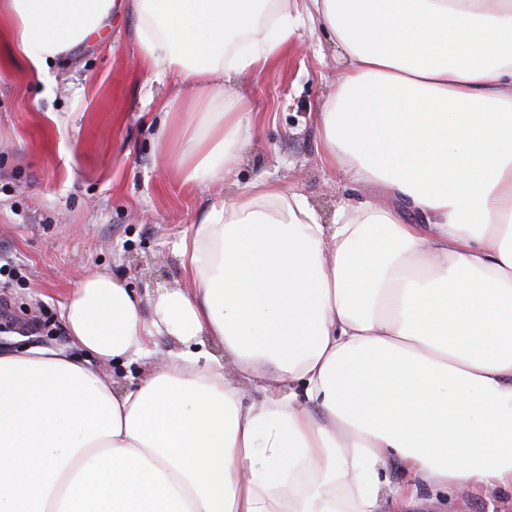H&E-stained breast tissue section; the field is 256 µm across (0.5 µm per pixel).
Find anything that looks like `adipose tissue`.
I'll return each instance as SVG.
<instances>
[{"label":"adipose tissue","instance_id":"1","mask_svg":"<svg viewBox=\"0 0 512 512\" xmlns=\"http://www.w3.org/2000/svg\"><path fill=\"white\" fill-rule=\"evenodd\" d=\"M120 4L141 61L189 92L165 103L197 118L167 162L183 182L235 171L255 132L243 85L318 30L342 64L317 116L322 160L394 203L326 224L260 177L182 239L188 287L145 305L86 276L60 306L67 343L0 349V512L512 495V0H0L4 43L44 73ZM156 336L179 350L138 384L101 374ZM392 461L405 478L389 486Z\"/></svg>","mask_w":512,"mask_h":512}]
</instances>
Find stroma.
<instances>
[{
	"label": "stroma",
	"instance_id": "stroma-1",
	"mask_svg": "<svg viewBox=\"0 0 512 512\" xmlns=\"http://www.w3.org/2000/svg\"><path fill=\"white\" fill-rule=\"evenodd\" d=\"M38 75L0 53V348L66 343L60 305L88 274L107 273L140 299L184 285L180 239L214 200L257 177L297 189L331 220L377 203L375 191L320 159L317 114L338 69L325 33H303L270 70L246 83L256 130L225 187L183 184L166 166L162 125L175 92L137 59L134 19ZM419 512H502L499 500L424 491Z\"/></svg>",
	"mask_w": 512,
	"mask_h": 512
}]
</instances>
